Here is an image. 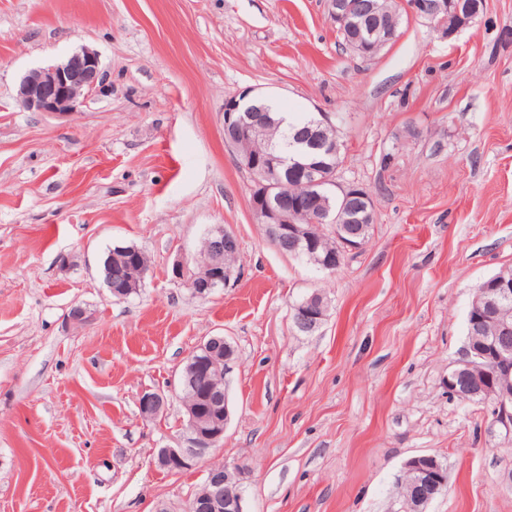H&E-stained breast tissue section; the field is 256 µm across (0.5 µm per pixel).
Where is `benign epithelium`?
I'll list each match as a JSON object with an SVG mask.
<instances>
[{
    "label": "benign epithelium",
    "mask_w": 512,
    "mask_h": 512,
    "mask_svg": "<svg viewBox=\"0 0 512 512\" xmlns=\"http://www.w3.org/2000/svg\"><path fill=\"white\" fill-rule=\"evenodd\" d=\"M400 7L411 17L422 18L453 37L469 27L484 8V0H398ZM329 17L333 24L346 29L355 17L370 18L375 22L369 38L348 44L354 53L368 58L395 39L386 18L379 15L375 0H329ZM104 91V74L99 54L83 48L62 62L26 74L17 89L16 101L27 112L67 115L79 111L88 100ZM264 108L254 104L250 92L244 91L224 102V141L230 148L244 136L256 135L261 129L258 113ZM286 158L274 149L247 157L241 167L249 172L283 167ZM251 210L258 222L266 225L269 242L279 251L297 254L302 246H310L309 225L327 223L328 213L315 212L303 201L289 207L284 204L281 184L269 181L252 188ZM345 216L335 225L337 252L359 250L365 225L375 222L374 203L367 196L345 195ZM233 236L222 225L212 228L206 238V248L200 260L209 269L219 268L224 261V244ZM172 277L183 281L200 297L208 296L224 285V275H209L205 279L188 276L186 264L180 260L172 265ZM512 298V280L494 278L481 285L470 313V325L497 318L501 301ZM295 325L304 332L318 329L326 319L323 300L313 294L292 307ZM235 351L229 342H220L216 336L200 343L188 356L187 364L194 372L209 375L227 371ZM448 393L463 400L475 393H483L493 403L495 419L506 432H512V324H498L497 335L473 336L467 345L465 357L448 373ZM208 401L223 409V419L211 420L200 414L196 404L185 405L188 419L186 430L189 445L185 448H160L155 464L168 472H181L210 456L224 440V431L230 421V407L225 382L215 381L206 388ZM166 397L158 392H146L139 406L144 416L156 418L164 413ZM240 467L214 465L194 497L193 512H246L244 498L238 488ZM402 474L412 476L411 509L400 512H426L428 505L447 484L446 468L432 455H416L403 466Z\"/></svg>",
    "instance_id": "obj_1"
}]
</instances>
